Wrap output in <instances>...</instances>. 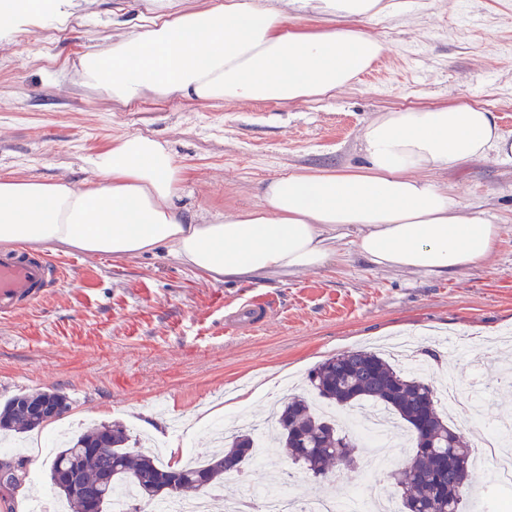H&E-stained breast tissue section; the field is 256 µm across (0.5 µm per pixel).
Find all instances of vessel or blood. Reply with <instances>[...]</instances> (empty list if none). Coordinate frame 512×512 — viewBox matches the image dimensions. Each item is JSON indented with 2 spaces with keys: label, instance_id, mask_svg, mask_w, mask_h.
<instances>
[{
  "label": "vessel or blood",
  "instance_id": "1",
  "mask_svg": "<svg viewBox=\"0 0 512 512\" xmlns=\"http://www.w3.org/2000/svg\"><path fill=\"white\" fill-rule=\"evenodd\" d=\"M62 270L49 256L24 249L0 251V315L8 316L41 299ZM269 307L243 303L224 319L226 329L253 332L269 319Z\"/></svg>",
  "mask_w": 512,
  "mask_h": 512
}]
</instances>
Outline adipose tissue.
Segmentation results:
<instances>
[{"label": "adipose tissue", "instance_id": "obj_1", "mask_svg": "<svg viewBox=\"0 0 512 512\" xmlns=\"http://www.w3.org/2000/svg\"><path fill=\"white\" fill-rule=\"evenodd\" d=\"M153 14L78 60L87 86L132 103L176 94L212 103L289 104L349 87L386 50L360 28L419 0H204ZM77 0H0V42L67 25ZM366 164L290 173L269 181L259 204L221 218L174 205L185 180L160 141L127 135L90 160L96 181L0 177V244H61L93 255L158 248L207 275L251 278L324 266L337 239L380 269L440 275L485 261L501 225L420 170L512 160V137L491 110L468 103L380 113L362 129Z\"/></svg>", "mask_w": 512, "mask_h": 512}]
</instances>
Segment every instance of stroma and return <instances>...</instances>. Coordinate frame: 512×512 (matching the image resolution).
<instances>
[{"label":"stroma","instance_id":"1","mask_svg":"<svg viewBox=\"0 0 512 512\" xmlns=\"http://www.w3.org/2000/svg\"><path fill=\"white\" fill-rule=\"evenodd\" d=\"M148 12V0H90L68 27L0 43V176L83 188L90 160L118 137L143 134L170 148L186 179L175 200L208 218L256 205L267 181L292 172L364 165L360 132L377 113L466 101L491 109L512 134V0H433L365 26L387 50L353 85L318 101L210 105L180 97L123 105L74 77L89 45L117 34L113 17ZM428 179L502 226L495 254L441 276L381 270L349 239L337 258L293 275L214 278L167 248L131 258L46 247L64 277L34 305L0 316V402L59 390L70 408L58 426L118 421L138 436L160 431L172 457L211 451L201 410L247 400L263 422L270 399L304 386L323 360L410 337L439 352L435 382L455 376L480 424L452 419L471 442L512 422L500 344L512 334V161L489 157ZM270 305L254 333L225 315L240 302ZM48 460L29 459L15 512L56 500Z\"/></svg>","mask_w":512,"mask_h":512}]
</instances>
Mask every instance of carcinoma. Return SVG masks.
<instances>
[{
  "label": "carcinoma",
  "mask_w": 512,
  "mask_h": 512,
  "mask_svg": "<svg viewBox=\"0 0 512 512\" xmlns=\"http://www.w3.org/2000/svg\"><path fill=\"white\" fill-rule=\"evenodd\" d=\"M308 386L325 404L340 412L373 405L406 425L411 449L404 462L389 472L400 500L399 512H464V496L473 478V448L465 436L438 410L435 386L421 372H405L382 354L366 349L345 351L328 358L307 376ZM50 401L69 410L67 396L58 390L31 391L7 399L0 407V432L29 433L47 426L45 419L24 403ZM270 439L313 479L332 473L341 456L355 457L354 437L339 428L336 417L317 412L303 393H293L276 407ZM107 436L112 453L93 457L88 444ZM255 435L236 429L223 436V446L200 464L163 463L134 447L120 422L100 424L68 438L48 464L50 483L65 498L70 512H84L82 497L71 486L55 481L69 474L82 486L97 491L109 512L113 490L131 486L136 500L150 498L163 480L177 484L182 498L207 486L224 483L252 463Z\"/></svg>",
  "instance_id": "cac0c4a2"
}]
</instances>
